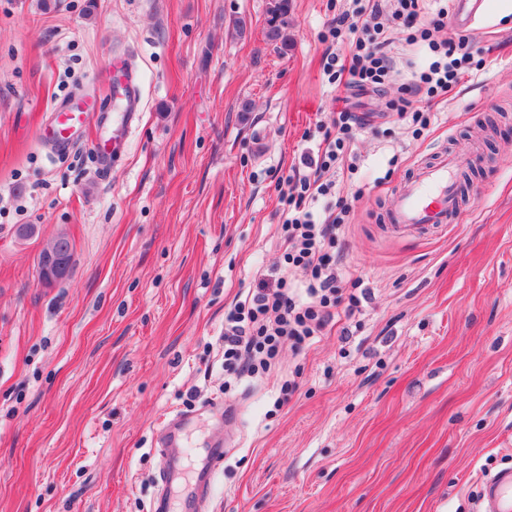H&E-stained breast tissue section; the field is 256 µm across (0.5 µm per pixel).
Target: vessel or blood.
<instances>
[{
    "label": "vessel or blood",
    "instance_id": "1",
    "mask_svg": "<svg viewBox=\"0 0 512 512\" xmlns=\"http://www.w3.org/2000/svg\"><path fill=\"white\" fill-rule=\"evenodd\" d=\"M481 0H455L452 24L467 29L477 24ZM118 95L112 102L122 115L121 127L131 130L138 122L140 85L138 72L128 59L120 61ZM103 113L83 106L78 97L54 103L45 124L35 138L54 153L73 150L89 127L103 123ZM102 170H109L120 159L113 139L98 137L94 143ZM480 160L475 147L449 149L437 159L416 166L411 177L393 194L391 225L403 232L425 235L454 223L460 213V186L466 170ZM195 412H181L170 417L159 430L156 446L164 460L159 471L167 490L159 512H204L211 494L212 475L223 462L224 443L214 441L205 465L191 464L185 435L195 419ZM488 512H512V470L496 473L485 482Z\"/></svg>",
    "mask_w": 512,
    "mask_h": 512
}]
</instances>
